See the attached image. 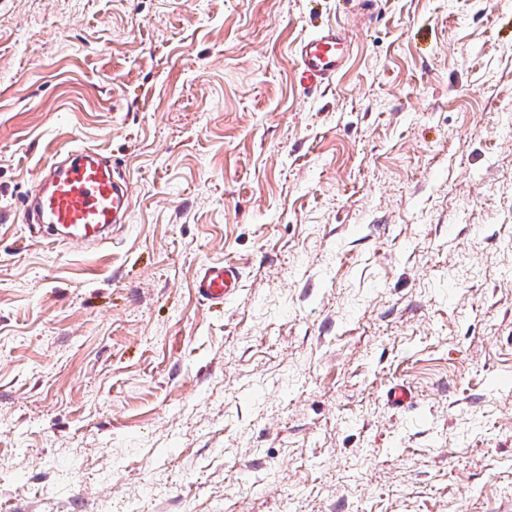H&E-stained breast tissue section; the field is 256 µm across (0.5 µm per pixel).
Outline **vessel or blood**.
Instances as JSON below:
<instances>
[{
  "mask_svg": "<svg viewBox=\"0 0 512 512\" xmlns=\"http://www.w3.org/2000/svg\"><path fill=\"white\" fill-rule=\"evenodd\" d=\"M349 56L341 27L328 26L300 41L296 48L298 78L307 88L331 84ZM130 191L124 177L101 153L76 148L63 164L51 165L45 181L22 201L27 223L47 227L50 241L69 240L86 246L102 243L109 229L126 223ZM236 268L221 263L203 267L197 277L200 297L223 305L238 286Z\"/></svg>",
  "mask_w": 512,
  "mask_h": 512,
  "instance_id": "b4317fda",
  "label": "vessel or blood"
}]
</instances>
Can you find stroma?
I'll list each match as a JSON object with an SVG mask.
<instances>
[{
  "mask_svg": "<svg viewBox=\"0 0 512 512\" xmlns=\"http://www.w3.org/2000/svg\"><path fill=\"white\" fill-rule=\"evenodd\" d=\"M76 147L87 249L21 207ZM2 210L12 512H512V0H0ZM349 56L344 30L328 26L300 41L296 48L298 78L305 88L331 84ZM130 191L112 160L99 152L76 148L65 162L52 164L45 181L22 201L27 224L48 228L51 242L69 240L85 246L102 243L108 230L128 220ZM239 273L224 263L210 264L201 269L196 281L200 297L212 305H224V300L238 287Z\"/></svg>",
  "mask_w": 512,
  "mask_h": 512,
  "instance_id": "stroma-1",
  "label": "stroma"
}]
</instances>
